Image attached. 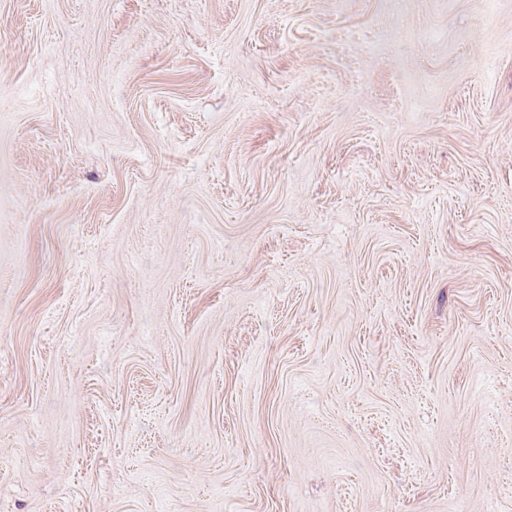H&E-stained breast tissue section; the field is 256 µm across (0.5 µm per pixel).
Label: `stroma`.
<instances>
[{
    "instance_id": "stroma-1",
    "label": "stroma",
    "mask_w": 512,
    "mask_h": 512,
    "mask_svg": "<svg viewBox=\"0 0 512 512\" xmlns=\"http://www.w3.org/2000/svg\"><path fill=\"white\" fill-rule=\"evenodd\" d=\"M0 512H512V0H0Z\"/></svg>"
}]
</instances>
